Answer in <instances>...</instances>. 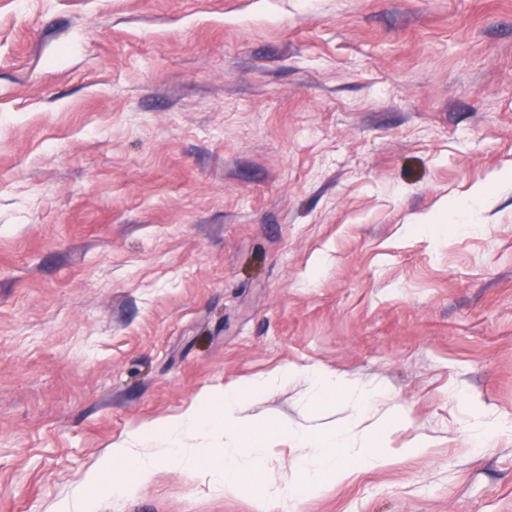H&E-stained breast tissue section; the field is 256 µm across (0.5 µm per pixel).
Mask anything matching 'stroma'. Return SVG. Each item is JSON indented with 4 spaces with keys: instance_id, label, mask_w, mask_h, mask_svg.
Wrapping results in <instances>:
<instances>
[{
    "instance_id": "35a3bbf8",
    "label": "stroma",
    "mask_w": 512,
    "mask_h": 512,
    "mask_svg": "<svg viewBox=\"0 0 512 512\" xmlns=\"http://www.w3.org/2000/svg\"><path fill=\"white\" fill-rule=\"evenodd\" d=\"M309 366L422 448L301 512H512V0H0V512ZM246 407L350 415L299 376ZM295 455L97 512H283Z\"/></svg>"
}]
</instances>
